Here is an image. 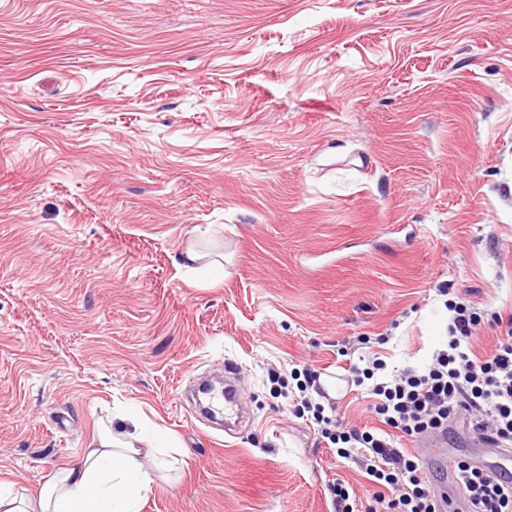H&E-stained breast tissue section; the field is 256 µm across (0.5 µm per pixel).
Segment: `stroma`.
<instances>
[{"label": "stroma", "instance_id": "35a3bbf8", "mask_svg": "<svg viewBox=\"0 0 512 512\" xmlns=\"http://www.w3.org/2000/svg\"><path fill=\"white\" fill-rule=\"evenodd\" d=\"M449 299L512 316V0H0V482L134 408L170 444L139 512L365 500L293 375L358 336L423 367ZM227 361L232 434L181 398Z\"/></svg>", "mask_w": 512, "mask_h": 512}]
</instances>
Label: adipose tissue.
Masks as SVG:
<instances>
[{"label": "adipose tissue", "mask_w": 512, "mask_h": 512, "mask_svg": "<svg viewBox=\"0 0 512 512\" xmlns=\"http://www.w3.org/2000/svg\"><path fill=\"white\" fill-rule=\"evenodd\" d=\"M123 421L125 439H117L111 428L99 429L85 454L61 468L37 498L0 489V512H138L154 476L140 461L139 415L126 414Z\"/></svg>", "instance_id": "adipose-tissue-1"}]
</instances>
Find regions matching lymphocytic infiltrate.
I'll return each instance as SVG.
<instances>
[{
	"label": "lymphocytic infiltrate",
	"instance_id": "obj_1",
	"mask_svg": "<svg viewBox=\"0 0 512 512\" xmlns=\"http://www.w3.org/2000/svg\"><path fill=\"white\" fill-rule=\"evenodd\" d=\"M448 343L424 368L386 374L382 360L354 369L355 385H368L373 413L389 428L415 438L463 420L496 448H512V316L495 318L498 338L483 356L472 353L483 319L467 304L452 303ZM319 375L300 384L297 412H310L337 456L358 464L373 486L364 504L352 499L344 480L330 487L334 512H445L448 497L437 496L420 459L368 430L345 429L325 416L310 395ZM455 487L466 512H512V476L492 477L468 458H456Z\"/></svg>",
	"mask_w": 512,
	"mask_h": 512
}]
</instances>
